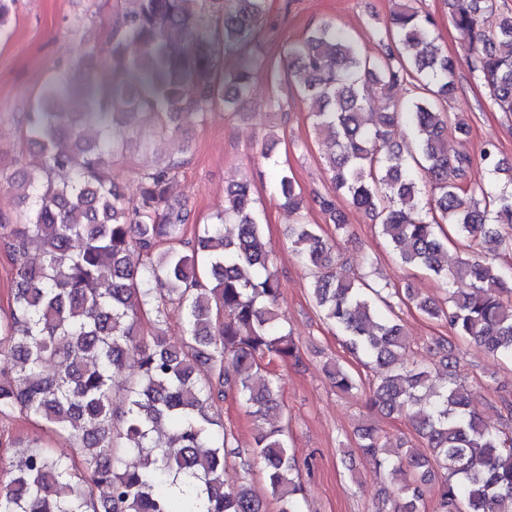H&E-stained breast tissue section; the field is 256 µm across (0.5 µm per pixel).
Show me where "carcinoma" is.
<instances>
[{"instance_id":"1","label":"carcinoma","mask_w":512,"mask_h":512,"mask_svg":"<svg viewBox=\"0 0 512 512\" xmlns=\"http://www.w3.org/2000/svg\"><path fill=\"white\" fill-rule=\"evenodd\" d=\"M112 32V82L85 77L70 88L68 69L41 87L26 117L29 161L0 151V188L18 195L14 217L0 213V240L17 265L13 307L0 320L10 368L0 371V413L16 411L72 443L71 457L35 439L14 443L15 464L0 484V512H263L243 480L224 482L228 437L215 396L233 391L254 426L253 461L277 512H301L299 467L277 412L278 376L268 364L297 357L279 312L273 250L250 184L227 192L224 208L194 230L189 212L170 198L185 159L170 154L140 173L138 200L128 201L112 178L141 119L156 136L174 138L217 109L230 112L248 93L263 57L248 51L265 0H128ZM465 39L452 58L433 18L403 4L391 26L374 30L371 54L332 20L311 28L288 50V77L312 101L314 130L330 153L336 197L318 196L336 230L346 228L338 201L362 211L408 266L428 271L447 291L438 304L405 288L424 315L448 322L458 336L512 360V284L482 254L512 252V168L492 143L481 152L489 186L472 185L470 154L448 143L444 103L467 67L504 112H512V14L496 0H446ZM134 43L138 52L130 55ZM409 81L416 93L399 102L392 90ZM385 105L376 110L366 88ZM402 121L413 146L389 141ZM272 178L283 205L297 213L304 197L288 168ZM233 223L236 233H224ZM292 251L312 271V295L346 349L376 369L371 402L404 417L430 453L392 444L372 424L358 429V450L387 473L404 503L422 512L424 486L439 512H512V427L487 425L470 410V392L453 365L439 376L407 353L400 319L379 310L382 290L336 271L335 245L317 224L293 225ZM465 255L448 261V246ZM39 261L28 260L31 253ZM137 253L144 263L135 265ZM468 282L465 291L454 285ZM185 308L181 341L141 335V315ZM138 379L123 388L120 426L112 392L127 359ZM55 372L48 376L47 365ZM325 373L350 394L360 382L342 364ZM443 471L434 481V471Z\"/></svg>"}]
</instances>
